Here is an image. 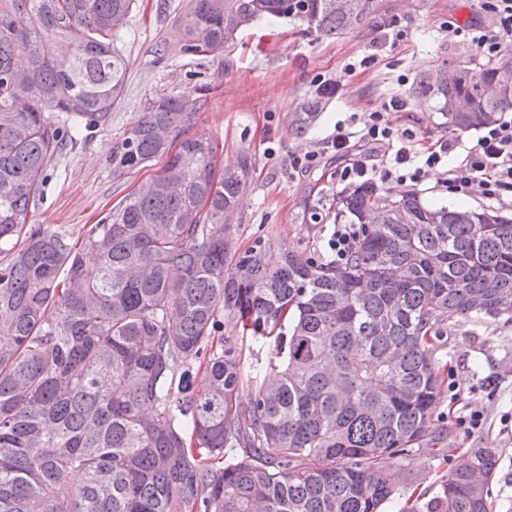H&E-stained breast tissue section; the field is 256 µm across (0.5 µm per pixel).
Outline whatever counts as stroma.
Here are the masks:
<instances>
[{
  "mask_svg": "<svg viewBox=\"0 0 512 512\" xmlns=\"http://www.w3.org/2000/svg\"><path fill=\"white\" fill-rule=\"evenodd\" d=\"M380 10L357 30L323 37L296 21L262 20L238 34L218 58L180 55L179 17L189 0H136L128 26L114 46L128 60L124 92L107 126L84 132L63 157L51 165L43 201L28 221L61 226L73 234L98 223L126 195L156 175L161 162L112 175V148L141 118L147 100L208 87L188 135L207 134L219 146V160L237 165L248 154L252 167L234 211L226 219L235 250L261 238L276 237L281 247L326 256L334 230L336 201L345 183L336 178L347 157L324 150L325 139L340 121L361 129L362 117L390 97L406 100L395 114L399 129L414 133L418 147L439 140L453 142L449 165L464 160L481 130L461 132L449 127L440 112L441 99L425 91L424 74L462 63L479 72L485 63L470 44L449 31V23L492 29L493 20L475 0H380ZM399 20L404 39L386 43L374 63L360 66L381 25ZM355 72H348V65ZM337 81L338 93L319 97L315 77ZM309 120H302V113ZM314 155L311 168H294L292 160ZM442 171L420 182H390L388 193L414 191L429 205L493 209L512 213V193L489 200L481 192L457 196L443 186ZM435 357L451 385L444 391L433 434L415 450L402 469L403 497L385 504L383 512H401L411 504L426 512L441 493V480L478 444L496 451L497 465L489 483L490 512H512V325L499 320L458 321L448 327ZM478 411L484 415L479 433L468 436L455 426L456 417Z\"/></svg>",
  "mask_w": 512,
  "mask_h": 512,
  "instance_id": "stroma-1",
  "label": "stroma"
}]
</instances>
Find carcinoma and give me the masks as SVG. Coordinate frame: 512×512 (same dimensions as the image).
<instances>
[{
	"label": "carcinoma",
	"instance_id": "1",
	"mask_svg": "<svg viewBox=\"0 0 512 512\" xmlns=\"http://www.w3.org/2000/svg\"><path fill=\"white\" fill-rule=\"evenodd\" d=\"M134 6L0 0V512H381L435 425L448 323L512 324V215L366 183L337 201L361 225L349 259L286 252L271 267L269 238L237 254L224 217L251 161L226 167L211 137L185 134L202 87L149 100L115 143L117 177L165 164L81 243L27 223L49 167L110 120L127 73L113 44ZM377 9L191 0L176 52L217 57L263 18L342 35ZM422 83L448 124L477 130L512 111V52ZM224 317L268 343V361L245 369L237 341L215 339ZM466 455L426 512H488L495 451Z\"/></svg>",
	"mask_w": 512,
	"mask_h": 512
}]
</instances>
